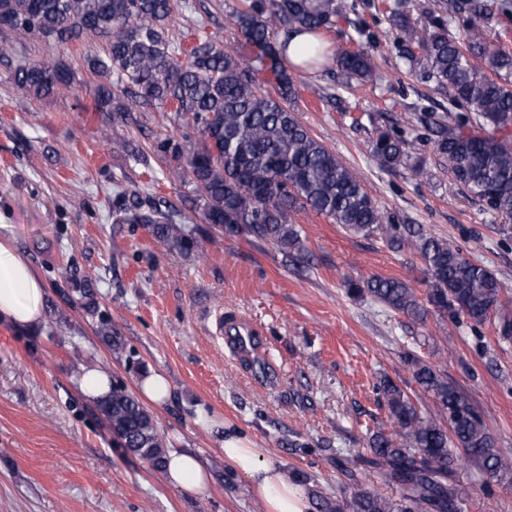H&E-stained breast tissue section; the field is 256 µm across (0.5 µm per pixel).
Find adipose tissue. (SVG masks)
<instances>
[{
    "label": "adipose tissue",
    "instance_id": "ef3b65f1",
    "mask_svg": "<svg viewBox=\"0 0 512 512\" xmlns=\"http://www.w3.org/2000/svg\"><path fill=\"white\" fill-rule=\"evenodd\" d=\"M47 290L44 281L9 240L0 239V323L25 329L42 322ZM224 457L249 478L267 506V512H310L305 491L279 467L263 462L248 439L224 435ZM171 485L202 493L209 486V472L194 453L173 449L167 456Z\"/></svg>",
    "mask_w": 512,
    "mask_h": 512
}]
</instances>
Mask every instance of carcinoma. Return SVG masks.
<instances>
[{
  "instance_id": "carcinoma-1",
  "label": "carcinoma",
  "mask_w": 512,
  "mask_h": 512,
  "mask_svg": "<svg viewBox=\"0 0 512 512\" xmlns=\"http://www.w3.org/2000/svg\"><path fill=\"white\" fill-rule=\"evenodd\" d=\"M175 0H0V28L21 37L68 46L102 43L85 58L87 70L103 79L93 111L114 126L134 108H166L189 115L200 138H165L152 146L171 178L194 184L202 221L228 237L247 235L287 253L305 251L295 216L313 212L365 237L380 236L397 248L417 251L427 279V303L446 315H463L475 325L493 322L496 334L512 339V307L487 267L467 258L446 239L409 226L384 223L360 174L346 165L303 124L293 77L283 64L275 27L315 38L302 54L303 66L333 63L349 79L370 77L371 57L360 50L330 55L320 40L341 16L337 0H252L233 16L245 55L229 52L208 37L177 57L170 27ZM512 0H448V15L462 21L454 33L442 17L412 25L402 13L394 21L403 42L423 50L428 75L448 88V123L435 127L434 153L454 185L486 208L512 218V54L485 38ZM491 70L490 77L486 71ZM77 72L61 62H21L10 79L36 100L74 85ZM273 85L274 92L262 87ZM464 106L468 112H456ZM409 142L394 129L379 130L372 155L379 166L396 168L411 160ZM118 222L146 224L170 251H203L195 230L174 213L144 207L134 194L112 199ZM351 297L369 295L395 312L425 313L413 289L398 278L372 275L344 282ZM414 382L431 394L435 412L423 413L391 378L380 381L394 433L369 436L371 457L388 485L401 489L402 512H459L455 484L461 459L501 481L512 480V451L497 446L481 414L432 365L412 354ZM112 435L154 469L166 467V443L154 419L125 387L97 404ZM318 512H391L381 495L355 484L350 499H320Z\"/></svg>"
}]
</instances>
